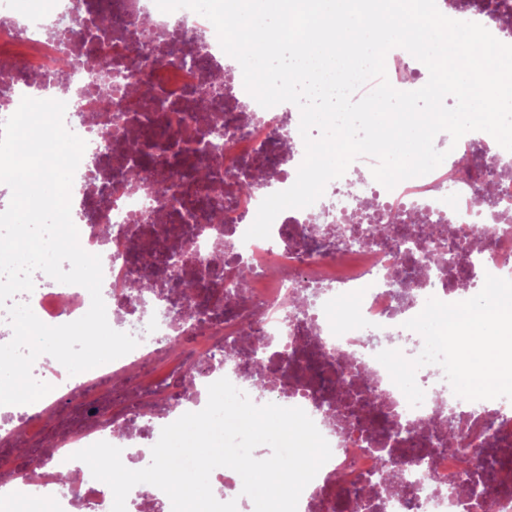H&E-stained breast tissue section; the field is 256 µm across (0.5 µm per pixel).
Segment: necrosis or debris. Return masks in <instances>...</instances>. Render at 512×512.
I'll return each mask as SVG.
<instances>
[{"mask_svg":"<svg viewBox=\"0 0 512 512\" xmlns=\"http://www.w3.org/2000/svg\"><path fill=\"white\" fill-rule=\"evenodd\" d=\"M0 122L12 115L33 86L53 93L66 85L64 121L99 154L96 168L78 165L74 208H99L108 228L89 219L78 224L81 247L100 255L102 298L110 326L137 339L130 353L94 369L69 375L52 362L41 375L51 386L43 404L23 410L0 407V506L19 498L50 504L52 512H111L113 494L93 479L75 452L99 441L122 450V460L148 466L151 451L139 440L159 436L168 421L202 410L208 386L228 378L254 404L302 408L328 441L332 456L305 487L297 512H336L339 488L353 491L357 512H512V491L494 503L462 489L460 454L448 445L449 429L466 436L475 477L512 467V399L469 401L456 396L440 366L416 374L425 392L410 405L377 361L385 349L417 356L422 336L405 327L429 297L452 303L471 297L462 269L480 257L484 272L512 279V152L491 150L490 134H465L430 173L393 189L376 182L371 167L356 159L330 181L313 205L278 215L270 238L245 239L261 201L288 189L305 147L300 115L277 105L256 107L234 79L212 23L202 15L165 13L155 0H0ZM182 41L195 66L171 63L173 41ZM108 45L98 70L112 73V101L78 120V103H93L96 86L85 63L90 43ZM25 68L17 72L14 60ZM148 83L153 98L131 95L129 83ZM161 125L168 134L154 142L155 163L142 168L139 153L122 142L128 130ZM199 154L218 165V201L225 259L246 265L244 292L221 289L224 303H184L169 292L131 290L132 267L142 254L167 252L189 242L192 225L205 223L194 203L196 182L180 175L179 160ZM495 156L504 172L491 187L492 209L475 206L472 185L478 159ZM168 186L157 196L155 184ZM382 224L414 216L411 237L394 233L372 241L360 214ZM461 224H489L491 247H460ZM453 249V263L431 264L434 241ZM45 324L58 326L89 310L88 291L65 284L22 293ZM354 300L349 322L336 320L340 302ZM207 330H199V322ZM264 375L273 391L258 394ZM396 459L404 481L374 491L382 458ZM62 468L94 487L77 500L50 474Z\"/></svg>","mask_w":512,"mask_h":512,"instance_id":"4bbe7bcc","label":"necrosis or debris"}]
</instances>
